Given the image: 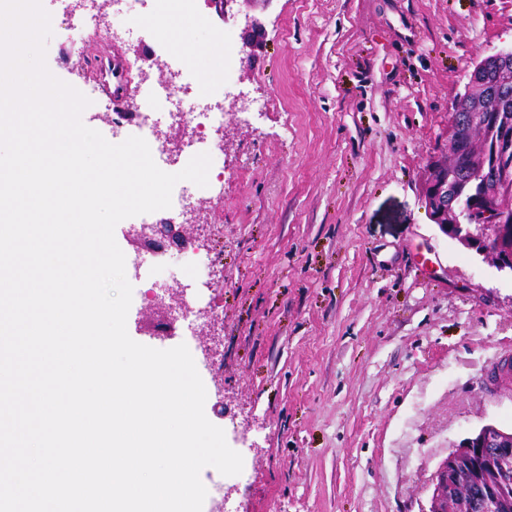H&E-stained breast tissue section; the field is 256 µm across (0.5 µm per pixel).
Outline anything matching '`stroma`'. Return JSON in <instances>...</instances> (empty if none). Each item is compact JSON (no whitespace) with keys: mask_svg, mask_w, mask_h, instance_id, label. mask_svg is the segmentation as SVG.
Returning <instances> with one entry per match:
<instances>
[{"mask_svg":"<svg viewBox=\"0 0 512 512\" xmlns=\"http://www.w3.org/2000/svg\"><path fill=\"white\" fill-rule=\"evenodd\" d=\"M91 40L87 61L118 53L121 101L84 110L113 144L139 105L146 45L172 69L233 77L224 90L262 103L224 111L208 132L216 190L192 203L193 250L128 253L127 331L156 349L188 347L212 395L205 415L243 457L202 512H426L449 449L486 424L512 430V377L488 359L512 354V274L443 234L419 198L426 166L477 62L512 46V0H271L234 5L159 46L149 23ZM260 18L266 46L248 58L240 32ZM230 32L226 43L216 36ZM217 255L222 287H207ZM180 282L194 310L224 324L223 356L206 363V319L152 336L146 294Z\"/></svg>","mask_w":512,"mask_h":512,"instance_id":"obj_1","label":"stroma"}]
</instances>
